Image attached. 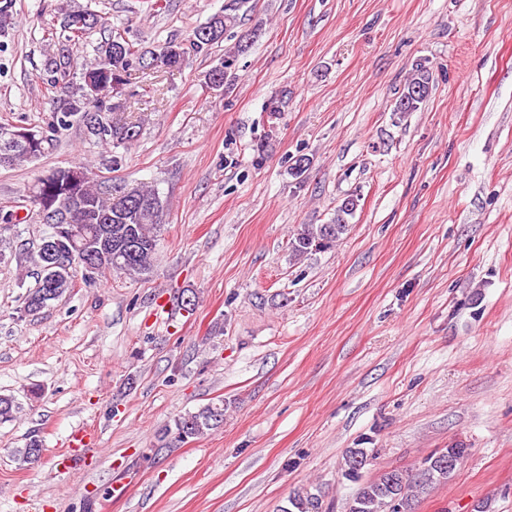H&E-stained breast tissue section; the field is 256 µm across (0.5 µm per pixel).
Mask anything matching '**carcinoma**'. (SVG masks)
Segmentation results:
<instances>
[{"label": "carcinoma", "instance_id": "cac0c4a2", "mask_svg": "<svg viewBox=\"0 0 512 512\" xmlns=\"http://www.w3.org/2000/svg\"><path fill=\"white\" fill-rule=\"evenodd\" d=\"M245 0H232L224 12L214 14L203 25L195 28L188 43L170 40L159 49L134 46L122 35H108L94 49L95 58L82 65L81 83L64 100V110L58 123L67 125L68 119L82 121L89 138L115 147L134 140L132 126L107 122L103 113L124 110L125 86L131 70L143 69L141 61L158 58L159 62L179 69L192 52H201L222 41L205 30L217 26L222 30L234 26L236 11ZM83 9H66L61 13V30L66 32L46 63V73L52 86L66 83L74 67L70 43L83 35L70 29L67 21ZM430 93L429 69L422 63L415 65L403 89L398 92L394 111L403 114L415 112ZM17 126L0 124V165H17L44 154L52 145L45 132H32L33 140L9 138ZM36 205L45 223L52 225L49 238L59 242L62 257L58 265L49 270L48 256L36 252L31 261L36 268V287L24 299V309L36 313L70 292L77 271L91 275L83 253L92 251L98 256L99 270L119 275L139 277L153 267L157 248V234L163 226L166 209L160 195L138 184L112 185L97 180L84 164L58 168L41 177L36 186ZM357 200L350 196L336 208L329 224H302L291 241L292 253L303 256L312 251L328 249L349 230L348 217L353 215ZM224 420V403L211 402L198 411L187 413L165 426L163 435L177 442L197 439L217 428ZM42 441L31 437L24 447L16 450L17 460L33 465L43 454ZM448 449L422 459L411 473L390 470L374 481L362 484L352 498L348 512H409L412 498L425 493L433 485L445 482L448 472ZM321 494L308 488L298 490L289 497V506L280 512H321Z\"/></svg>", "mask_w": 512, "mask_h": 512}]
</instances>
